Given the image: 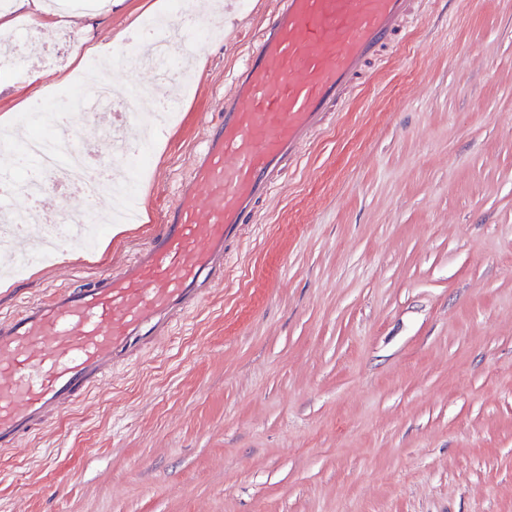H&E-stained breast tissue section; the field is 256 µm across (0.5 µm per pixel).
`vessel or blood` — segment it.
Here are the masks:
<instances>
[{
    "label": "vessel or blood",
    "mask_w": 512,
    "mask_h": 512,
    "mask_svg": "<svg viewBox=\"0 0 512 512\" xmlns=\"http://www.w3.org/2000/svg\"><path fill=\"white\" fill-rule=\"evenodd\" d=\"M425 0H273L224 92L160 230L112 272L0 316V450L86 400L224 284L231 247L260 223L288 170L344 111L421 15ZM125 139L93 156L115 170ZM43 194L100 215L105 188L75 192L56 171Z\"/></svg>",
    "instance_id": "obj_1"
}]
</instances>
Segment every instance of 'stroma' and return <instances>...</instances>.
<instances>
[{
  "instance_id": "stroma-1",
  "label": "stroma",
  "mask_w": 512,
  "mask_h": 512,
  "mask_svg": "<svg viewBox=\"0 0 512 512\" xmlns=\"http://www.w3.org/2000/svg\"><path fill=\"white\" fill-rule=\"evenodd\" d=\"M165 2L120 0L93 36ZM268 2L229 0L174 119L139 116L140 223L0 275V314L147 239ZM85 24L22 32L0 81L71 74ZM0 512H512V0H428L212 300L0 453Z\"/></svg>"
}]
</instances>
